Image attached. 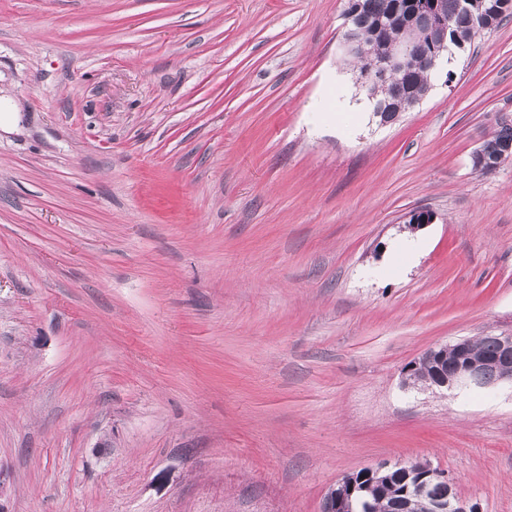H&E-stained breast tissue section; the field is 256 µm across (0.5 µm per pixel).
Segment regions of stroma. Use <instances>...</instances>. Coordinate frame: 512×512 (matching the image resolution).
I'll return each mask as SVG.
<instances>
[{"label": "stroma", "mask_w": 512, "mask_h": 512, "mask_svg": "<svg viewBox=\"0 0 512 512\" xmlns=\"http://www.w3.org/2000/svg\"><path fill=\"white\" fill-rule=\"evenodd\" d=\"M347 7L0 0L6 512H322L425 459L512 512V386L403 384L512 331V158L471 166L512 115V17L382 126Z\"/></svg>", "instance_id": "35a3bbf8"}]
</instances>
